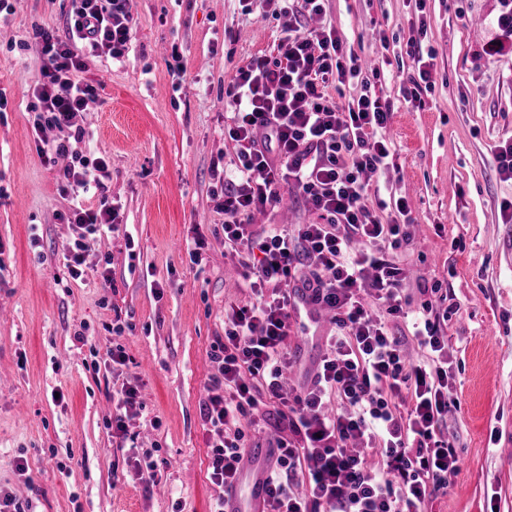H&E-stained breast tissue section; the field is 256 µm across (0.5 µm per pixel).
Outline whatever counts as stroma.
<instances>
[{
  "label": "stroma",
  "instance_id": "stroma-1",
  "mask_svg": "<svg viewBox=\"0 0 512 512\" xmlns=\"http://www.w3.org/2000/svg\"><path fill=\"white\" fill-rule=\"evenodd\" d=\"M331 25L377 67L372 91L394 114L384 136L394 164L368 175L369 199L406 198L412 238L398 252L411 307L438 285L460 306L444 327L458 408L448 437L460 469L432 512H512V180L494 161L512 137V34L496 24L501 0H323ZM134 32L121 61L84 52L79 78L93 110L74 122V148L106 159L111 177L81 202L117 208L119 229L96 236L83 278L65 257L79 234L73 194L38 151L34 81L44 63L35 32L64 33L69 0H20L0 25V489L28 512H210L209 424L200 415L224 334V307L250 303L224 242L221 184L236 160L224 88L253 60L280 56L287 17L247 0H128ZM425 20L428 91L409 103L407 42ZM206 246L191 262L194 237ZM109 279H102V270ZM122 326L114 336L113 326ZM85 342H78V335ZM119 341L128 365L105 350ZM136 382L146 409L111 426L112 394ZM149 452L150 486L130 448ZM27 472H18V462Z\"/></svg>",
  "mask_w": 512,
  "mask_h": 512
}]
</instances>
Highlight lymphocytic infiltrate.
<instances>
[{"mask_svg": "<svg viewBox=\"0 0 512 512\" xmlns=\"http://www.w3.org/2000/svg\"><path fill=\"white\" fill-rule=\"evenodd\" d=\"M261 3L287 16L288 28L279 60H255L224 89L238 171L224 179V241L242 247L237 263L256 300L225 308L224 335L211 351L214 372L200 413L217 434L209 469L220 496L212 512H223V493L240 481L247 417L261 405L273 407L283 433L267 512H426L459 468L447 432L455 406L448 315L427 299L411 339L393 328L405 315L406 275L392 255L409 243L413 220L402 199L397 219L383 220L386 203H369L362 180L393 159L380 135L393 104L368 90L344 108L327 97L328 85L353 83L362 69L336 29L302 24V16L321 15L319 0ZM132 29L126 0H71L66 34L39 33L44 64L34 128L65 131L41 155L65 161L64 176L76 188L110 176L106 160L87 163L71 148L84 136L76 113L96 99L75 78L84 67L78 47H102L119 59ZM284 189L302 196L317 222L254 228V212L276 205ZM117 219L105 199L95 211L74 205L67 221L80 233L67 258L71 278L83 277L92 236L115 230ZM300 287L331 312L336 333L311 383L291 393L283 370L295 334L291 297Z\"/></svg>", "mask_w": 512, "mask_h": 512, "instance_id": "1", "label": "lymphocytic infiltrate"}]
</instances>
